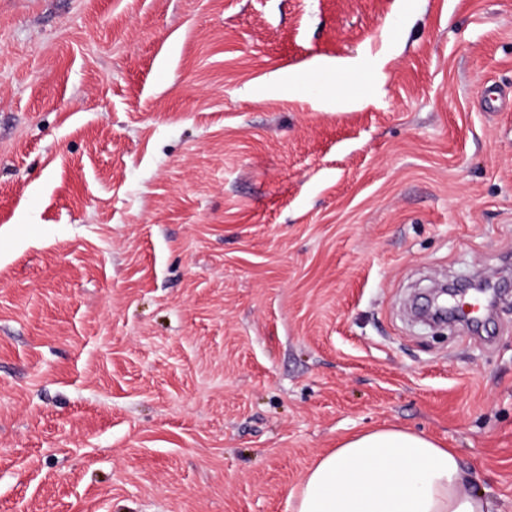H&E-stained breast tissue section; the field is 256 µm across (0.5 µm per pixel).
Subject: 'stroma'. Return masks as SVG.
<instances>
[{"mask_svg": "<svg viewBox=\"0 0 512 512\" xmlns=\"http://www.w3.org/2000/svg\"><path fill=\"white\" fill-rule=\"evenodd\" d=\"M508 253L512 0H0V512H289L384 425L512 512ZM430 293L424 295V305L419 309L418 319L425 324H436L444 318V306L440 305L447 300L460 297L464 299L470 291L481 293L485 284L482 281L472 279L456 280L448 284L436 283Z\"/></svg>", "mask_w": 512, "mask_h": 512, "instance_id": "1", "label": "stroma"}]
</instances>
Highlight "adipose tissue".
Masks as SVG:
<instances>
[{
    "mask_svg": "<svg viewBox=\"0 0 512 512\" xmlns=\"http://www.w3.org/2000/svg\"><path fill=\"white\" fill-rule=\"evenodd\" d=\"M454 449L429 436L385 427L344 437L306 473L291 512H492L466 489Z\"/></svg>",
    "mask_w": 512,
    "mask_h": 512,
    "instance_id": "adipose-tissue-1",
    "label": "adipose tissue"
}]
</instances>
